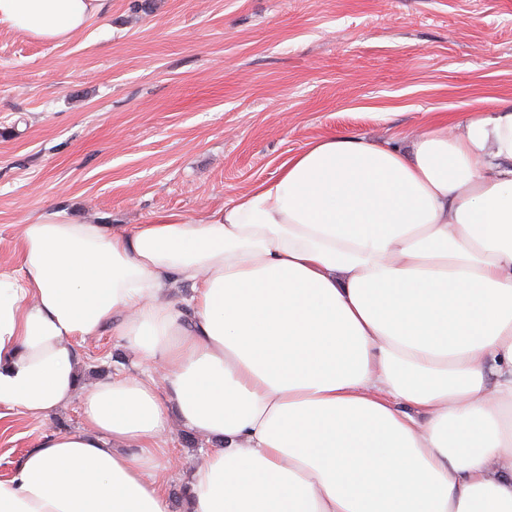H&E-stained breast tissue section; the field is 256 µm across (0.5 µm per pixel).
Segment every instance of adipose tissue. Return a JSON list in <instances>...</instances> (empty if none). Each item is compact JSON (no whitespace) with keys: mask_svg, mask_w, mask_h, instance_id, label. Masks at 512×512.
Segmentation results:
<instances>
[{"mask_svg":"<svg viewBox=\"0 0 512 512\" xmlns=\"http://www.w3.org/2000/svg\"><path fill=\"white\" fill-rule=\"evenodd\" d=\"M109 5L0 0V27L63 42ZM19 251L0 407L76 399L85 428L45 434L0 512H168L175 416L213 442L189 512H512V105L323 136L202 216L47 210ZM112 324L163 379L76 395L73 342Z\"/></svg>","mask_w":512,"mask_h":512,"instance_id":"obj_1","label":"adipose tissue"}]
</instances>
